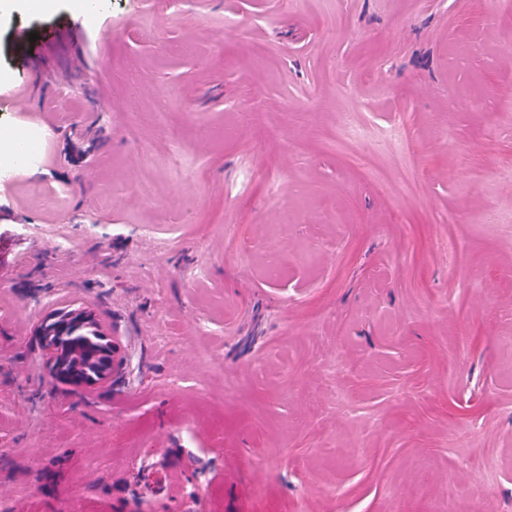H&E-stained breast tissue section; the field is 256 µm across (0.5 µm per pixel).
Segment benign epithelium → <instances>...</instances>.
Masks as SVG:
<instances>
[{"label": "benign epithelium", "mask_w": 512, "mask_h": 512, "mask_svg": "<svg viewBox=\"0 0 512 512\" xmlns=\"http://www.w3.org/2000/svg\"><path fill=\"white\" fill-rule=\"evenodd\" d=\"M77 328L92 329L96 345L62 343ZM38 337L55 378L78 388L100 387L112 379L114 343L93 311L81 307L56 310L41 324Z\"/></svg>", "instance_id": "1"}]
</instances>
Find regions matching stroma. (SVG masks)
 I'll use <instances>...</instances> for the list:
<instances>
[{
  "label": "stroma",
  "mask_w": 512,
  "mask_h": 512,
  "mask_svg": "<svg viewBox=\"0 0 512 512\" xmlns=\"http://www.w3.org/2000/svg\"><path fill=\"white\" fill-rule=\"evenodd\" d=\"M511 103L503 0L1 12L0 501L512 512ZM72 302L107 385L51 376ZM77 328L93 330L96 336L94 348L79 342L62 343V339L71 336ZM37 336L53 376L73 387L104 386L112 379V372L121 361L120 346L115 343V353L112 336L89 309L78 307L54 311L41 324ZM71 338L95 341L87 330H79Z\"/></svg>",
  "instance_id": "obj_1"
}]
</instances>
